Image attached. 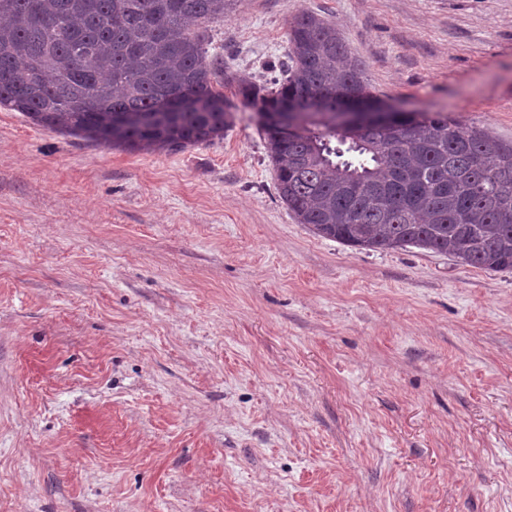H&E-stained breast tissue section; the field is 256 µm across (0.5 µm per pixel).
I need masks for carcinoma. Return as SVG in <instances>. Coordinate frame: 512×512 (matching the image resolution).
<instances>
[{
	"instance_id": "obj_1",
	"label": "carcinoma",
	"mask_w": 512,
	"mask_h": 512,
	"mask_svg": "<svg viewBox=\"0 0 512 512\" xmlns=\"http://www.w3.org/2000/svg\"><path fill=\"white\" fill-rule=\"evenodd\" d=\"M229 2L0 0V107L61 134L161 153L224 138V86L258 115L318 100L301 135L261 123L278 197L298 223L358 249L414 247L512 270V143L439 113L374 124L349 143L336 135V95L366 83L336 26L294 16L282 78L258 83L209 52Z\"/></svg>"
}]
</instances>
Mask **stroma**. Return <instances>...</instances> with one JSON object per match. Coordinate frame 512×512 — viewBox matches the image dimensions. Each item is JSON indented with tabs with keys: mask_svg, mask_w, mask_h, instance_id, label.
Listing matches in <instances>:
<instances>
[{
	"mask_svg": "<svg viewBox=\"0 0 512 512\" xmlns=\"http://www.w3.org/2000/svg\"><path fill=\"white\" fill-rule=\"evenodd\" d=\"M300 12L512 142V0H233L210 50L272 82ZM0 512H512V270L313 234L240 102L171 153L0 108Z\"/></svg>",
	"mask_w": 512,
	"mask_h": 512,
	"instance_id": "1",
	"label": "stroma"
}]
</instances>
